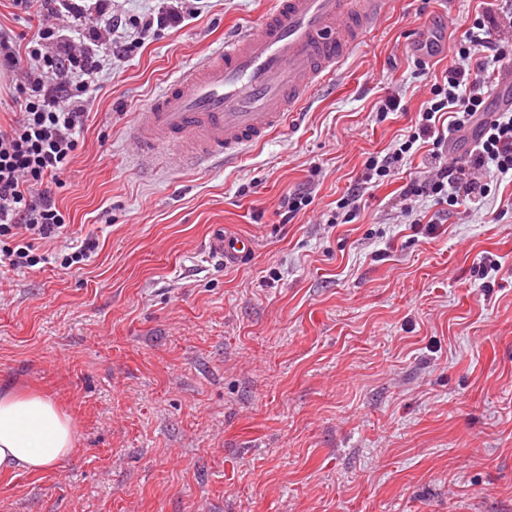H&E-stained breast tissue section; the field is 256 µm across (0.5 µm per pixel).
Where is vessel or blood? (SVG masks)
Segmentation results:
<instances>
[{"label": "vessel or blood", "mask_w": 512, "mask_h": 512, "mask_svg": "<svg viewBox=\"0 0 512 512\" xmlns=\"http://www.w3.org/2000/svg\"><path fill=\"white\" fill-rule=\"evenodd\" d=\"M385 0H275L261 23L204 63L178 72L151 100L131 136L138 152L176 148L186 161L240 156L265 140L342 62L382 15ZM225 263L255 252L251 237L212 240Z\"/></svg>", "instance_id": "vessel-or-blood-1"}]
</instances>
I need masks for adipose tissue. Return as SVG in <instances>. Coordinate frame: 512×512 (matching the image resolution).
I'll return each mask as SVG.
<instances>
[{
	"instance_id": "obj_1",
	"label": "adipose tissue",
	"mask_w": 512,
	"mask_h": 512,
	"mask_svg": "<svg viewBox=\"0 0 512 512\" xmlns=\"http://www.w3.org/2000/svg\"><path fill=\"white\" fill-rule=\"evenodd\" d=\"M71 417L35 388H0V475L41 472L72 455Z\"/></svg>"
}]
</instances>
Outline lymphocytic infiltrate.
I'll use <instances>...</instances> for the list:
<instances>
[{
    "label": "lymphocytic infiltrate",
    "mask_w": 512,
    "mask_h": 512,
    "mask_svg": "<svg viewBox=\"0 0 512 512\" xmlns=\"http://www.w3.org/2000/svg\"><path fill=\"white\" fill-rule=\"evenodd\" d=\"M22 9L36 8L38 27L17 49L13 38L0 32V60L20 74L16 91L20 107L8 128H0V269L31 268L41 263L36 240L58 238L64 219L50 194L60 183L84 129L85 96L101 71L95 46L62 39L55 22L72 13L70 0H15ZM468 49L434 83L417 125V136L444 147L470 123H477L470 161L436 166L422 180L401 191L402 199L429 197L438 205H456L459 195L480 205L489 188L480 179L486 171L512 175V113L488 112L486 92L492 87L489 69L512 46V22L500 24L495 15L475 20L466 34ZM481 58L470 63L471 51ZM451 114L447 129L436 126L438 113ZM411 142L367 159L356 185L340 200L347 214L356 213L366 190L380 186L401 166Z\"/></svg>",
    "instance_id": "lymphocytic-infiltrate-1"
}]
</instances>
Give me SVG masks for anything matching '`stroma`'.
<instances>
[{"label":"stroma","instance_id":"1","mask_svg":"<svg viewBox=\"0 0 512 512\" xmlns=\"http://www.w3.org/2000/svg\"><path fill=\"white\" fill-rule=\"evenodd\" d=\"M111 0L123 54L97 86L53 195L97 243L64 268L0 274V385L72 417L75 452L0 477V512H512V177L482 206L399 192L416 142L347 224L336 204L407 140L487 0H389L334 82L236 163L138 154L130 130L178 70L256 27L274 0ZM401 98L383 112L386 98ZM311 205L290 223L289 192ZM252 237L236 267L210 245ZM492 256L495 270L482 272Z\"/></svg>","mask_w":512,"mask_h":512}]
</instances>
